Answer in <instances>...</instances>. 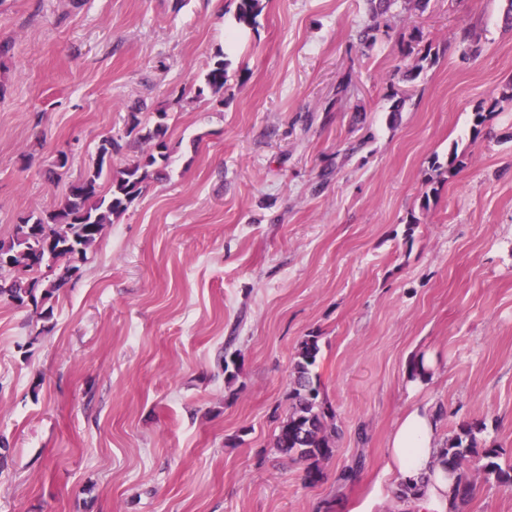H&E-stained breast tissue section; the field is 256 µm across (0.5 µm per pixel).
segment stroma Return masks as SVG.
<instances>
[{
    "mask_svg": "<svg viewBox=\"0 0 512 512\" xmlns=\"http://www.w3.org/2000/svg\"><path fill=\"white\" fill-rule=\"evenodd\" d=\"M506 5L395 0L375 20L367 0H262L244 26L237 0H0V240L52 210L132 109L143 134L165 113L170 155L50 324L0 302V512H417L386 469L416 406L441 411L444 438L484 422L512 459ZM219 51L224 95L196 98ZM311 334L338 427L316 483L272 447ZM420 356L433 377L413 390ZM461 512H512V490L476 478Z\"/></svg>",
    "mask_w": 512,
    "mask_h": 512,
    "instance_id": "1",
    "label": "stroma"
}]
</instances>
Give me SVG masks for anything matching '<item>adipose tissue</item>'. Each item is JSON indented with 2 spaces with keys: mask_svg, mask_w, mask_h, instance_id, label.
Here are the masks:
<instances>
[{
  "mask_svg": "<svg viewBox=\"0 0 512 512\" xmlns=\"http://www.w3.org/2000/svg\"><path fill=\"white\" fill-rule=\"evenodd\" d=\"M440 427L433 410L416 407L399 419L387 447L398 485L414 488L423 512H449L455 477L440 463Z\"/></svg>",
  "mask_w": 512,
  "mask_h": 512,
  "instance_id": "ef3b65f1",
  "label": "adipose tissue"
}]
</instances>
